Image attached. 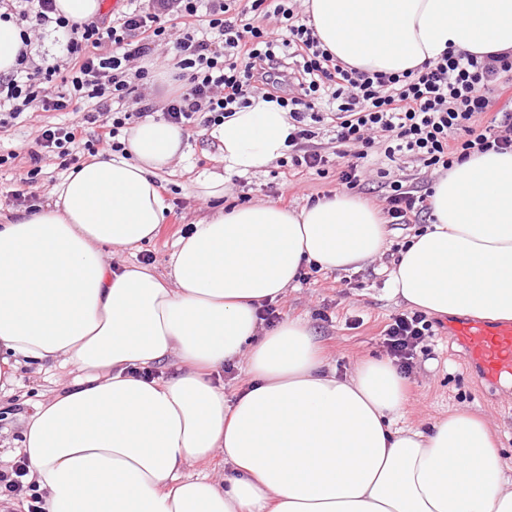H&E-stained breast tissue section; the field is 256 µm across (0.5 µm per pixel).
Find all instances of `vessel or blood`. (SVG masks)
I'll return each mask as SVG.
<instances>
[{
  "instance_id": "obj_1",
  "label": "vessel or blood",
  "mask_w": 512,
  "mask_h": 512,
  "mask_svg": "<svg viewBox=\"0 0 512 512\" xmlns=\"http://www.w3.org/2000/svg\"><path fill=\"white\" fill-rule=\"evenodd\" d=\"M451 333L486 384H495L502 374L512 373V323L491 325L467 319L454 323Z\"/></svg>"
}]
</instances>
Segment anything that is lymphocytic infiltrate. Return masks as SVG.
I'll return each mask as SVG.
<instances>
[{
	"label": "lymphocytic infiltrate",
	"instance_id": "1",
	"mask_svg": "<svg viewBox=\"0 0 512 512\" xmlns=\"http://www.w3.org/2000/svg\"><path fill=\"white\" fill-rule=\"evenodd\" d=\"M277 15L275 27L257 17ZM0 20L16 21L22 46L17 66L0 75V125L29 109L63 111L83 104L82 119L42 129L32 152L27 184L40 173L42 154L77 161L96 155L100 144L123 151L120 136L153 113L192 131L223 124L250 105L256 88L269 86L286 108L292 129L282 166L324 173L339 158L338 181L352 190L366 175L365 159L378 149L390 162L410 159L427 173L443 174L472 153L512 150V105L493 109L491 85L512 90L511 54L447 50L402 74L367 72L346 65L322 48L313 27L295 14L293 0H246L232 11L229 0H129L113 19L83 24L58 14L55 0H0ZM63 37L64 62L30 69L36 32ZM179 54L182 86L163 111L142 94L162 46ZM491 114L484 128L477 117ZM319 124L334 132L336 152L312 144ZM95 133H87V126ZM390 224H423L431 213L432 188L398 178L384 184ZM422 313H401L387 325L385 345L402 373H409L418 345L432 335Z\"/></svg>",
	"mask_w": 512,
	"mask_h": 512
}]
</instances>
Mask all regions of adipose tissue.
Instances as JSON below:
<instances>
[{"instance_id":"1","label":"adipose tissue","mask_w":512,"mask_h":512,"mask_svg":"<svg viewBox=\"0 0 512 512\" xmlns=\"http://www.w3.org/2000/svg\"><path fill=\"white\" fill-rule=\"evenodd\" d=\"M335 57L402 74L447 48L512 53V0H304ZM288 112L254 100L212 128L224 169L197 181L219 199L229 173L286 149ZM182 130L134 126L125 154L71 170L39 211L0 224V393L21 366L76 369L23 422L16 450L42 512H512L494 431L467 409L397 427L409 407L387 361L329 368L307 323L262 331L264 301L305 264L356 269L379 257L381 211L340 191L298 210L217 209L180 237L161 276L104 249L152 239L166 220L157 178ZM433 223L391 271V291L436 315L512 320V150L474 153L433 184ZM177 360L166 380L141 369ZM244 360L233 405L210 378ZM222 456L230 481L201 463Z\"/></svg>"}]
</instances>
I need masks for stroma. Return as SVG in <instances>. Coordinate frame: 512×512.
I'll return each mask as SVG.
<instances>
[{
  "instance_id": "stroma-1",
  "label": "stroma",
  "mask_w": 512,
  "mask_h": 512,
  "mask_svg": "<svg viewBox=\"0 0 512 512\" xmlns=\"http://www.w3.org/2000/svg\"><path fill=\"white\" fill-rule=\"evenodd\" d=\"M164 66L144 60L152 79L145 92L156 106H163L177 94L180 83L175 79L173 46H165ZM72 111H29L20 119L0 127V154L17 152L19 160L0 167V224L25 212L17 204L13 191L30 168L27 153L44 126L76 120ZM223 161L207 129L186 135L185 156L160 176L170 213L155 238L133 248L107 249L113 262L148 263L154 272L167 274L168 259L175 241L191 224L209 215L220 205L249 203H284L291 209L302 208L309 200L337 190V169L327 167L324 174L306 172L289 176L278 165L258 173L230 174L225 181L223 199H204L196 195L194 183L213 171L221 170ZM394 266L390 255L356 270L318 271L307 284L296 285L275 300L281 317L305 320L321 343L329 363L338 374L350 372L366 359L386 357L383 331L391 319L407 312L408 307L389 292V274ZM434 334L421 343L414 354L413 366L405 379L410 407L404 418L411 426H428L447 416L450 410L466 408L485 416L495 427L496 436L512 467V397L503 385L487 387L470 370L461 347L448 334V317L432 316ZM66 378L64 370L53 366L21 368L15 394L18 408L0 409V454H12L20 438L23 418L33 412L37 402L57 392Z\"/></svg>"
}]
</instances>
